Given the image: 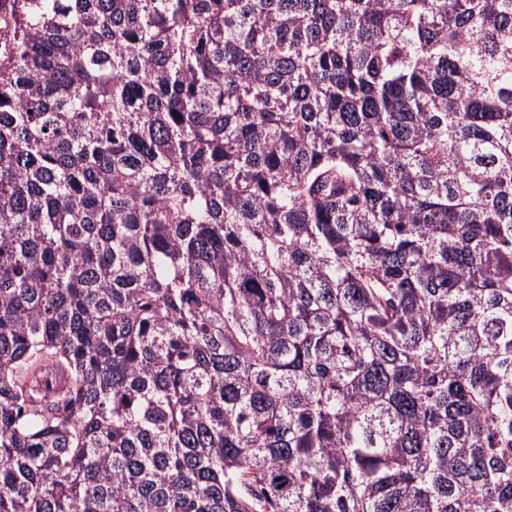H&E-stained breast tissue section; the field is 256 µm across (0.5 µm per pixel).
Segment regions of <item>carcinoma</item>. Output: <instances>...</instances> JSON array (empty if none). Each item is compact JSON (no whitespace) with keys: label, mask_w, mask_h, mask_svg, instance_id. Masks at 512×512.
Returning a JSON list of instances; mask_svg holds the SVG:
<instances>
[{"label":"carcinoma","mask_w":512,"mask_h":512,"mask_svg":"<svg viewBox=\"0 0 512 512\" xmlns=\"http://www.w3.org/2000/svg\"><path fill=\"white\" fill-rule=\"evenodd\" d=\"M0 512H512V0H0Z\"/></svg>","instance_id":"cac0c4a2"}]
</instances>
